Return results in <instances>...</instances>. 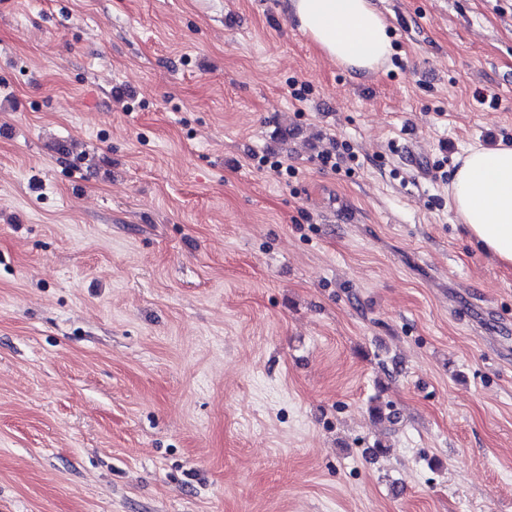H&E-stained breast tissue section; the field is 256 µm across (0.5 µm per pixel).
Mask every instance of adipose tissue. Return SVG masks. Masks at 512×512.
Instances as JSON below:
<instances>
[{"instance_id":"ef3b65f1","label":"adipose tissue","mask_w":512,"mask_h":512,"mask_svg":"<svg viewBox=\"0 0 512 512\" xmlns=\"http://www.w3.org/2000/svg\"><path fill=\"white\" fill-rule=\"evenodd\" d=\"M282 7L325 57L349 71H377L392 55L388 22L372 0H282ZM448 205L471 242L512 267V145L467 146Z\"/></svg>"}]
</instances>
